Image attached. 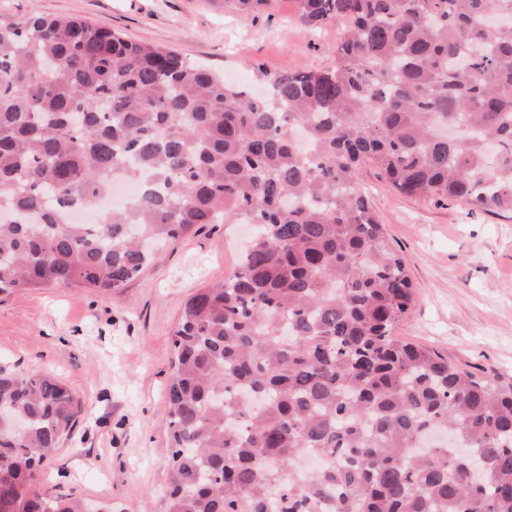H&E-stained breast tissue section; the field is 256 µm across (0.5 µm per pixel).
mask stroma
<instances>
[{
  "label": "stroma",
  "mask_w": 512,
  "mask_h": 512,
  "mask_svg": "<svg viewBox=\"0 0 512 512\" xmlns=\"http://www.w3.org/2000/svg\"><path fill=\"white\" fill-rule=\"evenodd\" d=\"M32 12L80 18L245 80L254 61L271 71L324 68L343 31L336 23L306 26L294 0L248 16L225 12L219 0H0V16ZM361 179L416 286L396 337L511 387L512 214L409 198L373 168ZM246 233L238 224L202 225L115 293L54 287L0 295V371L53 376L81 403L41 492L113 512H169L172 332L188 298L235 267Z\"/></svg>",
  "instance_id": "1"
}]
</instances>
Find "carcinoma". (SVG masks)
Listing matches in <instances>:
<instances>
[{"label": "carcinoma", "instance_id": "carcinoma-1", "mask_svg": "<svg viewBox=\"0 0 512 512\" xmlns=\"http://www.w3.org/2000/svg\"><path fill=\"white\" fill-rule=\"evenodd\" d=\"M296 3L347 27L326 68L252 63L265 97L79 18L0 17V293L118 292L198 225L253 224L172 333L169 512H512V391L394 337L414 288L356 177L512 213V0ZM116 173L140 196L71 222ZM0 411L23 425L0 426V512H84L37 487L74 394L0 374Z\"/></svg>", "mask_w": 512, "mask_h": 512}]
</instances>
